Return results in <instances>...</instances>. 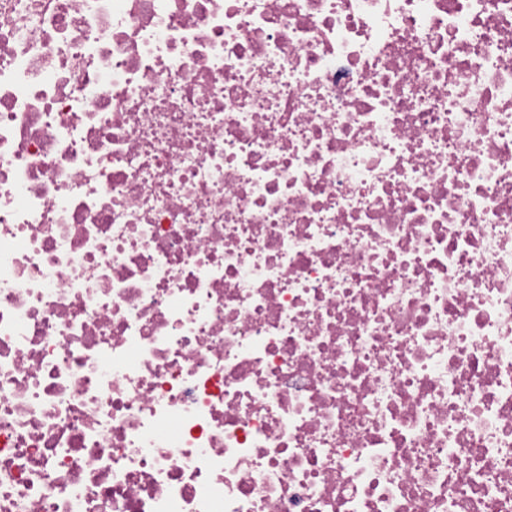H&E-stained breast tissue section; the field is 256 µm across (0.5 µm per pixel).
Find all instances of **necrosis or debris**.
Wrapping results in <instances>:
<instances>
[{"instance_id": "1", "label": "necrosis or debris", "mask_w": 512, "mask_h": 512, "mask_svg": "<svg viewBox=\"0 0 512 512\" xmlns=\"http://www.w3.org/2000/svg\"><path fill=\"white\" fill-rule=\"evenodd\" d=\"M0 512H512V0H0Z\"/></svg>"}]
</instances>
